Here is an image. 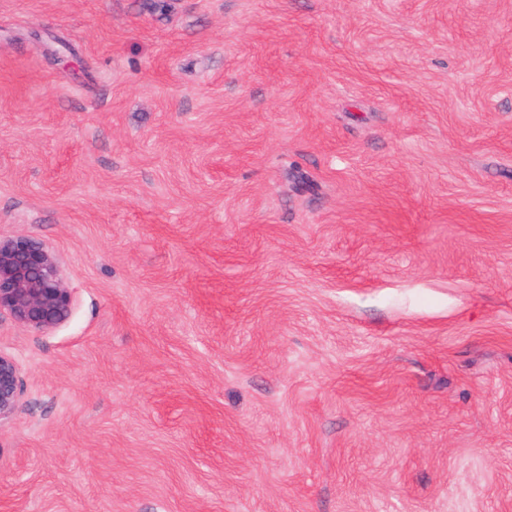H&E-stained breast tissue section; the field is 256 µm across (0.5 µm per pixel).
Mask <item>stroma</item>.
<instances>
[{
	"label": "stroma",
	"instance_id": "1",
	"mask_svg": "<svg viewBox=\"0 0 512 512\" xmlns=\"http://www.w3.org/2000/svg\"><path fill=\"white\" fill-rule=\"evenodd\" d=\"M0 512H512V0H0ZM36 332L54 328L72 312V296L57 259L40 242L0 235V313ZM19 397V367L12 357L0 352V422L14 413Z\"/></svg>",
	"mask_w": 512,
	"mask_h": 512
}]
</instances>
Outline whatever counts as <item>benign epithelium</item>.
I'll return each instance as SVG.
<instances>
[{
  "instance_id": "7a95c632",
  "label": "benign epithelium",
  "mask_w": 512,
  "mask_h": 512,
  "mask_svg": "<svg viewBox=\"0 0 512 512\" xmlns=\"http://www.w3.org/2000/svg\"><path fill=\"white\" fill-rule=\"evenodd\" d=\"M36 332L54 328L72 312V296L57 259L40 242L0 235V312ZM20 371L14 359L0 353V421L15 411Z\"/></svg>"
}]
</instances>
